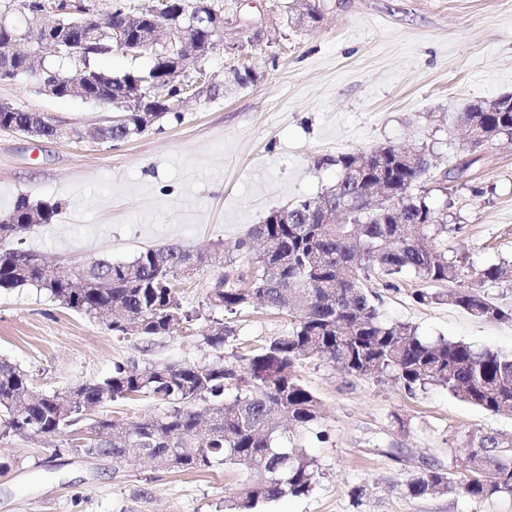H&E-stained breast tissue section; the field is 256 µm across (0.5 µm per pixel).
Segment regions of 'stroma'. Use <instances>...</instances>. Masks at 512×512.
I'll return each mask as SVG.
<instances>
[{
  "label": "stroma",
  "mask_w": 512,
  "mask_h": 512,
  "mask_svg": "<svg viewBox=\"0 0 512 512\" xmlns=\"http://www.w3.org/2000/svg\"><path fill=\"white\" fill-rule=\"evenodd\" d=\"M319 22H299L302 0H239L247 18L278 24L274 44L249 46L242 62L259 80L231 95L190 100L160 126L106 143L91 130L110 109L39 93L33 78L0 83V100L47 113L79 139L36 142L0 130V216L17 197L60 203L56 221L0 239L65 270L95 257L131 260L165 244L208 247L244 238L273 210L325 192L336 181L325 156L355 149L428 148L420 182L436 210L459 230L449 255L466 264H512V143L478 151L469 183L446 194L432 180L466 154L458 116L475 100L512 95V0H316ZM482 195H474V188ZM205 266L178 286L186 308L202 309L223 279ZM418 280L379 288L386 320L422 335L512 352V322L489 323L442 304L421 305ZM287 316L258 308L233 317L223 351L204 343V321L142 345L113 336L101 319L69 310L35 288L0 290V359L32 377L33 391L63 392L108 376L115 362H205L239 344L259 345L288 330ZM321 399L305 444L323 473L306 497L264 503L256 512H512V497L475 502L461 495L411 498L399 486L422 462L447 465L478 431L512 437V415H494L432 388L407 395L385 380H355L333 364H297ZM62 437L0 439V512H224L245 478L218 472H115L111 457L55 455ZM366 486L361 503L350 490Z\"/></svg>",
  "instance_id": "obj_1"
}]
</instances>
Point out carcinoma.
Returning a JSON list of instances; mask_svg holds the SVG:
<instances>
[{
    "mask_svg": "<svg viewBox=\"0 0 512 512\" xmlns=\"http://www.w3.org/2000/svg\"><path fill=\"white\" fill-rule=\"evenodd\" d=\"M145 88L162 76V65L129 68ZM483 101L470 105L473 131L480 140L512 138V112H484ZM28 120L25 109L0 112V127L18 130ZM144 133L139 114L124 112L112 137L124 141ZM397 147L355 150L332 160L337 177L370 164L371 177L384 168L395 189L387 207L350 209L334 224H309L313 197L292 203L293 223L256 225L233 251L218 246L200 250L201 263L226 265L232 253L251 249L254 239L265 248L253 259L248 277H224V287L207 293L205 305L236 315L256 302L289 317L288 333L212 362L181 364L115 363L112 373L68 392L35 393L30 376L19 365L0 360V437L41 438L47 432H75L81 425L96 430L87 444H73L87 455H109L117 469L197 472L226 467L247 470L252 478L231 499L225 512H255L263 502L309 495L321 466L304 446L303 436L323 412L320 398L295 374L306 359L333 364L353 379L389 378L415 395L432 386L492 414L512 413V354L476 348L462 340L429 339L409 322L382 318L373 285L397 287L406 274L424 283L412 298L420 304H448L489 322H512L482 289L512 281V267L489 264L473 268L467 283L456 261L448 258V216L438 213L423 194L412 189L420 178L396 160ZM19 196L0 226L16 237L28 230L23 220L34 212L51 224L59 203L45 210L28 207ZM191 251L167 245L141 252L129 262L98 258L83 268L87 285H71L64 272L30 265L13 251L0 253V289L33 287L46 291L62 306L91 318L109 309L114 336L150 341L201 318L183 307L175 282L182 277L181 259ZM226 322L207 319L204 341L224 347ZM148 397L168 407L127 426L92 411L121 399ZM405 495L462 494L482 502L512 495V439L476 432L464 450L452 455L448 468L426 465L407 474Z\"/></svg>",
    "mask_w": 512,
    "mask_h": 512,
    "instance_id": "1",
    "label": "carcinoma"
}]
</instances>
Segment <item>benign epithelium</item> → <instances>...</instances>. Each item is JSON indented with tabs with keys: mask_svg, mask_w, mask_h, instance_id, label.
<instances>
[{
	"mask_svg": "<svg viewBox=\"0 0 512 512\" xmlns=\"http://www.w3.org/2000/svg\"><path fill=\"white\" fill-rule=\"evenodd\" d=\"M49 13L56 16L51 24L45 22ZM264 35L263 22L245 19L237 11L218 9L211 0H194L176 13L171 11L169 0H151L140 13L125 14V20L117 25L96 18L90 0H66L63 10L57 7L56 0H42L38 9L32 7L31 0H8L0 10V74L16 77L27 73L34 76L45 95L119 108L121 104L101 93L109 77L90 68L86 48L91 42L105 48L115 46L132 58L151 48L171 72L172 83L154 84L138 94L143 120L150 125L155 121L156 102L165 103L169 112H177L186 98L209 97L215 92L216 86L205 80L204 75L193 76L186 70V58L207 55L202 37L220 38L225 53L235 56ZM62 55L75 63L69 73L31 68L35 58ZM21 134L41 142L77 137L75 130L36 111ZM361 181L359 176L340 185L343 207L370 208L369 195L360 187ZM337 212L336 205L322 199L309 210V218L334 224Z\"/></svg>",
	"mask_w": 512,
	"mask_h": 512,
	"instance_id": "7a95c632",
	"label": "benign epithelium"
}]
</instances>
